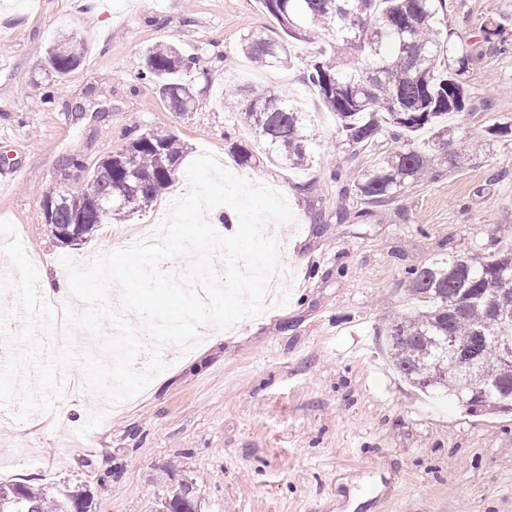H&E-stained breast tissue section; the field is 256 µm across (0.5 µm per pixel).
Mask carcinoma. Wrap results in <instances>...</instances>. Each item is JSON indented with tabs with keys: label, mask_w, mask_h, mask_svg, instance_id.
Masks as SVG:
<instances>
[{
	"label": "carcinoma",
	"mask_w": 512,
	"mask_h": 512,
	"mask_svg": "<svg viewBox=\"0 0 512 512\" xmlns=\"http://www.w3.org/2000/svg\"><path fill=\"white\" fill-rule=\"evenodd\" d=\"M278 20L282 35L247 33L243 51L260 67L288 63L292 42L322 35L306 78L336 117L339 142L356 151L387 133L401 142L395 150L362 170L354 191L383 202L425 179H437L460 164L452 150L458 127L448 116L465 111L470 93L468 57L452 55V32L444 24L446 0H260ZM45 64L63 78L81 65L73 42L59 41ZM196 61L172 44L150 49L139 79L152 82L174 112L194 109L196 97L184 80ZM228 85L224 101L241 113L263 154L289 169L306 167L317 146L296 99L271 90L248 91ZM426 130L427 140L408 139ZM182 145L176 136L145 131L129 139L112 161L98 163L82 189L88 203L77 239L108 223L123 194L133 191L142 211L173 183ZM59 183L43 201L58 199L51 216L53 235L74 223ZM112 207L99 213L96 204ZM406 281L425 306L394 315L388 332L389 354L399 373L414 386L443 392L469 412L512 413V361L502 358L495 336L501 323L512 326V248L487 257L450 254L426 267H409ZM90 495L79 488L63 493L21 483L0 482V512H90Z\"/></svg>",
	"instance_id": "obj_1"
}]
</instances>
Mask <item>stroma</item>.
<instances>
[{
	"label": "stroma",
	"mask_w": 512,
	"mask_h": 512,
	"mask_svg": "<svg viewBox=\"0 0 512 512\" xmlns=\"http://www.w3.org/2000/svg\"><path fill=\"white\" fill-rule=\"evenodd\" d=\"M446 21L470 55L471 105L454 124L480 137L512 127V38L489 43L482 33L499 23L512 35V0H447ZM253 30L280 34L259 0H0V219L14 224L38 273L64 278L69 265L126 244L187 192L186 168L206 150L229 172L275 185L294 216L280 246L284 301L233 332L201 335L117 409H101L86 389L22 424L13 408L0 409V482L80 487L92 512H160L184 482L198 512H512V415H472L417 390L392 365L386 336L394 314L422 307L407 267L512 247L500 230L512 224V130L439 179L367 207L340 194L330 174L354 179L391 149L390 138L343 148L335 117L303 78L315 45L261 68L241 50ZM72 36L87 42L85 60L53 81L46 48ZM169 42L197 61L189 112L171 111L137 77L144 51ZM228 80L302 102L321 135L310 168L261 154L238 162L234 145L254 137L224 109ZM149 129L183 145L172 186L84 242L53 238L41 203L62 158L84 164L68 182L77 190L131 132ZM340 205L353 221L336 223Z\"/></svg>",
	"instance_id": "stroma-1"
}]
</instances>
